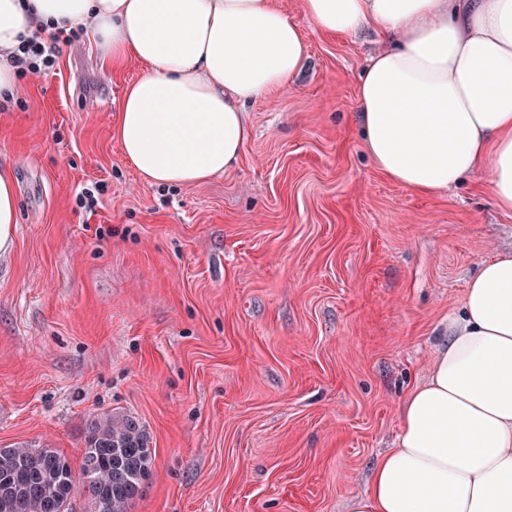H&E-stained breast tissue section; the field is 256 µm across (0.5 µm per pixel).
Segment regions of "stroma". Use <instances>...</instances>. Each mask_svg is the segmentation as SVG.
<instances>
[{"label":"stroma","mask_w":512,"mask_h":512,"mask_svg":"<svg viewBox=\"0 0 512 512\" xmlns=\"http://www.w3.org/2000/svg\"><path fill=\"white\" fill-rule=\"evenodd\" d=\"M280 4L307 58L246 104L242 155L208 181L139 177L112 126L142 67L104 71L87 35L0 111L19 198L0 257V447L76 468L92 418H139L153 459L129 512H346L440 323L512 250L486 174L420 195L373 165L357 84L382 39L326 36L302 0Z\"/></svg>","instance_id":"1"}]
</instances>
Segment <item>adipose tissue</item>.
<instances>
[{
    "instance_id": "1",
    "label": "adipose tissue",
    "mask_w": 512,
    "mask_h": 512,
    "mask_svg": "<svg viewBox=\"0 0 512 512\" xmlns=\"http://www.w3.org/2000/svg\"><path fill=\"white\" fill-rule=\"evenodd\" d=\"M326 34L369 29L388 45L359 78L358 120L374 165L439 194L487 173L512 211V0H302ZM84 28L103 65L138 60L112 135L149 183L224 172L250 136L247 101L288 86L307 57L278 0H0V100L10 53L35 25ZM18 199L0 168V255ZM348 512H512V252L483 261L448 315L427 379Z\"/></svg>"
}]
</instances>
